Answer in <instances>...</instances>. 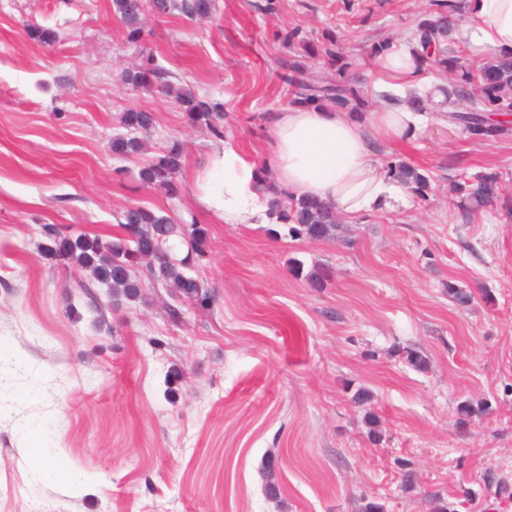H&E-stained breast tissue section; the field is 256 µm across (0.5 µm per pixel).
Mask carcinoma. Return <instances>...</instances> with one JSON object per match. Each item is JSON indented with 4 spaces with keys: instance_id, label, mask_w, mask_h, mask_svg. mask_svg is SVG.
<instances>
[{
    "instance_id": "1",
    "label": "carcinoma",
    "mask_w": 512,
    "mask_h": 512,
    "mask_svg": "<svg viewBox=\"0 0 512 512\" xmlns=\"http://www.w3.org/2000/svg\"><path fill=\"white\" fill-rule=\"evenodd\" d=\"M112 9L118 16L128 43L138 45L146 35L147 16L164 17L175 12L191 19H206L213 15L215 0H112ZM456 5L442 3L417 25L413 50L431 68L447 72L451 84L444 90L447 100L464 104L460 110L448 111V121L459 126L471 139L488 140L512 134L506 122H494L493 115L512 114V58H471L467 47L456 43L448 49L446 43L453 38V12ZM31 39L50 45L56 34L49 28L31 24ZM320 57L323 66L335 79L306 78L308 60ZM290 75L286 78L290 102L305 106H330L341 112L361 115L371 108L369 99L357 88L351 77L353 57L344 44L328 39L321 45L311 44L304 54H292L286 61ZM171 72L157 63L153 53L140 51L135 65L123 74L125 84L134 89L155 90L163 95L175 93V98L187 115L188 123L206 130L216 138L224 137L221 104L199 95L190 87L174 89ZM120 122L131 132L129 137L112 140V154L119 157L137 155L143 151L144 142L137 137L155 123V115L142 109L129 108L122 112ZM184 166L183 151L174 143L164 148L152 161L138 171V182L143 188H160L169 198L179 194L178 178ZM389 174L415 195L424 198L429 190L428 179L406 163H394ZM265 188L271 194L268 215L279 224L288 225L294 237L312 240L336 238L339 217L317 201L305 197L283 198L267 172H261ZM458 207L471 219L487 206L499 200L498 176L478 174L457 184ZM121 235L106 240L96 234L63 235L52 227L46 228L50 243L42 246L50 259L89 274L90 280L81 283L92 302H97L91 288L104 286L112 293L114 301L136 299L141 291L139 268L148 270L152 278L164 281L172 288L173 295L184 303L205 307L213 300V293L199 280L185 272L186 261L175 262L167 243L178 237L190 244L195 253H201L207 237L206 228L193 221L177 224L168 214H159L142 206H131L123 212L119 224Z\"/></svg>"
}]
</instances>
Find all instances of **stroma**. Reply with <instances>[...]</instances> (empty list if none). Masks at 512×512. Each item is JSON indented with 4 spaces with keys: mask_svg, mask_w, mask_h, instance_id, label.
<instances>
[{
    "mask_svg": "<svg viewBox=\"0 0 512 512\" xmlns=\"http://www.w3.org/2000/svg\"><path fill=\"white\" fill-rule=\"evenodd\" d=\"M217 0L205 21L149 18L142 47L175 80L224 108V139L259 160L267 115L287 105L281 35L340 36L361 83L365 45L412 40L432 0ZM58 42L30 40L28 24ZM139 47V48H142ZM127 44L111 0H0V343L25 369H0V512H512V218L467 220L451 186L495 173L512 198V136L478 141L428 112L412 142L381 145L428 177L421 199L343 219L332 241L283 224H227L199 213L192 178L214 138L174 99L121 79ZM155 113L151 153L184 149L180 193L138 187L143 157L113 155L120 112ZM199 221L191 273L215 290L200 309L143 278L139 299L92 308L71 268L48 259L45 225L112 238L128 207ZM320 269L322 286L308 279ZM466 289L461 306L449 285ZM427 360L418 371L406 350ZM370 401L355 398L358 390ZM481 402L461 422L457 408ZM376 417L379 441L368 435ZM86 473L71 490L43 481L29 429ZM279 462L280 495L264 491Z\"/></svg>",
    "mask_w": 512,
    "mask_h": 512,
    "instance_id": "obj_1",
    "label": "stroma"
}]
</instances>
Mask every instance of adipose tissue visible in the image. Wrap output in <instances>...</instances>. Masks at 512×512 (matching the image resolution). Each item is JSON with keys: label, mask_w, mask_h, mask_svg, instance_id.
<instances>
[{"label": "adipose tissue", "mask_w": 512, "mask_h": 512, "mask_svg": "<svg viewBox=\"0 0 512 512\" xmlns=\"http://www.w3.org/2000/svg\"><path fill=\"white\" fill-rule=\"evenodd\" d=\"M465 7L468 19L458 26L457 39L476 57H511L512 0H466ZM375 70L368 90L382 103L366 115L296 105L275 112L263 164L231 144L213 146L195 181L199 209L227 224L268 223L262 165L282 193L315 199L343 216L377 212L398 201L401 190L378 165L374 146L412 141L425 117L408 105V98L437 100L441 93L407 43L379 55Z\"/></svg>", "instance_id": "adipose-tissue-1"}]
</instances>
